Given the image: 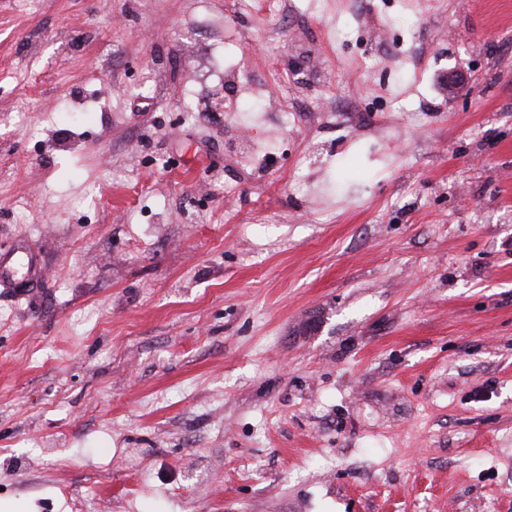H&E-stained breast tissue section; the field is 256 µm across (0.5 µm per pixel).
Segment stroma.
<instances>
[{
  "instance_id": "stroma-1",
  "label": "stroma",
  "mask_w": 512,
  "mask_h": 512,
  "mask_svg": "<svg viewBox=\"0 0 512 512\" xmlns=\"http://www.w3.org/2000/svg\"><path fill=\"white\" fill-rule=\"evenodd\" d=\"M19 239L0 512H512V0H0ZM41 260L25 241L0 251V288H9L17 298H26L41 275Z\"/></svg>"
}]
</instances>
